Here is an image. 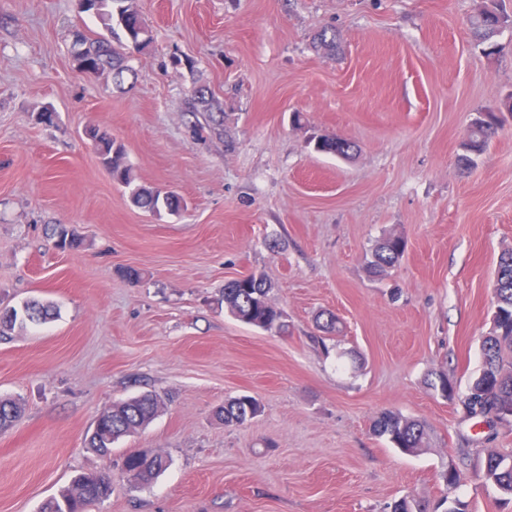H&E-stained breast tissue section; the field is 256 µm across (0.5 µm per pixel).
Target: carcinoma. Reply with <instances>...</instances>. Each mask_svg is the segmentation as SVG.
Wrapping results in <instances>:
<instances>
[{
	"instance_id": "carcinoma-1",
	"label": "carcinoma",
	"mask_w": 512,
	"mask_h": 512,
	"mask_svg": "<svg viewBox=\"0 0 512 512\" xmlns=\"http://www.w3.org/2000/svg\"><path fill=\"white\" fill-rule=\"evenodd\" d=\"M472 21L474 36L487 45V54L495 52L493 38L499 32L495 12L499 11V0H489ZM93 14L102 22L108 36L90 37L84 33L71 42V51L85 49L91 62H99L110 70L112 84L124 92L133 87L135 74L128 65V58L143 52L151 43V35L137 8L136 0H93ZM315 50L336 52V34L322 30L312 42ZM191 112L203 116L205 123L200 128L220 136L224 131V112L214 107L209 88L194 89ZM503 123L497 112H481L474 118L462 142L460 159L472 165L482 156L492 138ZM89 136L96 142L102 166L112 180L131 188L133 204L149 213L163 210L171 213L182 206L181 199L170 191L159 187L132 186L131 168L125 161V150L106 130L93 129ZM314 150L337 156H348L354 150L351 142L334 135H319L313 138ZM55 246L72 250L80 246V240L68 233L66 227L57 224L52 229ZM405 243L399 237H386L372 252L369 272L382 276L403 256ZM271 285L261 274L252 273L225 284L219 302L238 321L266 331L285 334L288 332L286 314L271 304L268 299ZM494 312L491 328L480 344L482 367L474 377L466 393L456 397V388L444 370L428 374L426 384L437 395L452 401L459 399L466 417L486 424L489 430L496 429V420L512 415V251L503 253L497 263L493 284ZM50 306L36 300L26 302L23 319L29 322H45L51 319ZM161 405L157 395L145 393L127 401L116 403L102 412L87 437V448L101 456L112 452V444L120 437L148 425L158 413ZM262 412L260 402L249 395L232 397L224 402L218 412L226 426H242ZM22 416V406L12 400H0V431L12 427ZM373 432L403 452L416 453L423 447L427 429L423 422L404 417L392 411L381 413L373 422ZM167 467V461L148 450L127 458L125 473L131 487L137 488ZM480 469L485 483L494 486L505 504L512 503V454L490 451L481 461ZM440 479L448 495L435 506L414 499L402 498L387 505L388 512H438L445 503H450L451 512H469V503L456 496L462 486V476L456 467L443 472ZM112 494V472L101 471L95 475L82 476L58 497L45 501L40 512H89V507L102 504Z\"/></svg>"
}]
</instances>
